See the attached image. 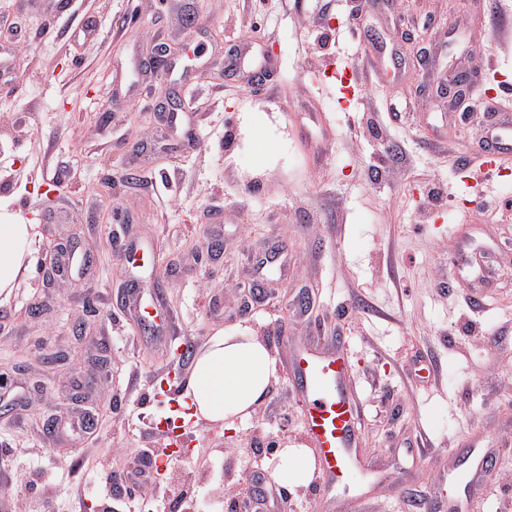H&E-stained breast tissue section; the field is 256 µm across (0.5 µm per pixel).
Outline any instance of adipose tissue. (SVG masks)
Returning a JSON list of instances; mask_svg holds the SVG:
<instances>
[{
    "label": "adipose tissue",
    "instance_id": "ef3b65f1",
    "mask_svg": "<svg viewBox=\"0 0 512 512\" xmlns=\"http://www.w3.org/2000/svg\"><path fill=\"white\" fill-rule=\"evenodd\" d=\"M30 232L23 220L0 221V292L19 287L27 270ZM277 380L276 359L261 337L243 330L212 336L199 350L186 383L192 418L231 428L250 419ZM313 475L306 449L281 448L273 476L282 485L302 486Z\"/></svg>",
    "mask_w": 512,
    "mask_h": 512
}]
</instances>
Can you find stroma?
<instances>
[{
    "label": "stroma",
    "instance_id": "35a3bbf8",
    "mask_svg": "<svg viewBox=\"0 0 512 512\" xmlns=\"http://www.w3.org/2000/svg\"><path fill=\"white\" fill-rule=\"evenodd\" d=\"M20 32L15 92L0 93V217L47 211L32 233L20 288L0 294V373L23 390L0 416V490L25 487L0 512H179L185 472L196 512L240 500L249 476L271 472L284 442L301 444L286 373L235 428L188 422L191 451L169 453L163 422L181 409L189 363L175 338L203 346L251 328L278 364L277 341L343 348L363 412L360 454L388 481L349 493L351 512H445L439 487L464 440L499 459L463 512H500L512 498V156L481 199L464 164L490 114L512 113V33L486 0H71L40 18L0 0ZM251 43L250 80L227 69ZM167 68L150 69L157 45ZM363 90L346 97L332 67ZM469 98L436 93L453 68ZM126 97L114 107L113 96ZM181 122L151 141L167 97ZM195 145L182 146L184 134ZM443 185V205L424 201ZM151 256L129 268L127 241ZM220 250H213V243ZM92 254L52 277L57 245ZM281 264L259 271L270 249ZM147 284L166 314L162 337L142 308L115 305L125 278ZM65 351L60 364L44 354ZM85 382L95 424L71 440L46 424L77 411ZM150 448L168 463L127 494L120 472Z\"/></svg>",
    "mask_w": 512,
    "mask_h": 512
}]
</instances>
